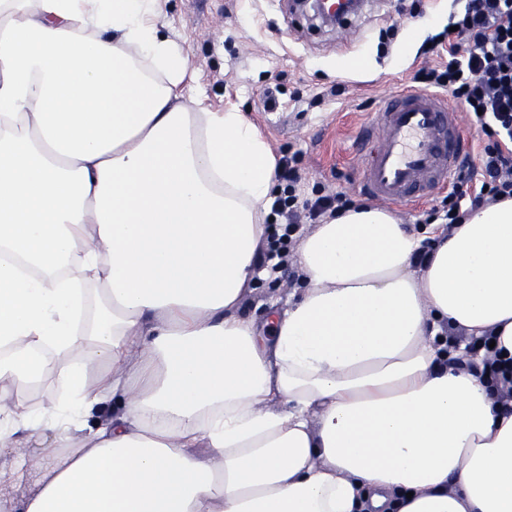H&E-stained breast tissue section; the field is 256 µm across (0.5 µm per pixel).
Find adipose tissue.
<instances>
[{"mask_svg": "<svg viewBox=\"0 0 512 512\" xmlns=\"http://www.w3.org/2000/svg\"><path fill=\"white\" fill-rule=\"evenodd\" d=\"M162 17L0 0V452L38 448L0 512H512V413L442 335L512 358V198L450 234L343 211L257 324L276 158Z\"/></svg>", "mask_w": 512, "mask_h": 512, "instance_id": "ef3b65f1", "label": "adipose tissue"}]
</instances>
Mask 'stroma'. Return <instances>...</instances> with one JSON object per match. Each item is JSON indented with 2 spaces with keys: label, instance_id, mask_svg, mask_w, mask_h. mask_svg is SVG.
Returning a JSON list of instances; mask_svg holds the SVG:
<instances>
[{
  "label": "stroma",
  "instance_id": "1",
  "mask_svg": "<svg viewBox=\"0 0 512 512\" xmlns=\"http://www.w3.org/2000/svg\"><path fill=\"white\" fill-rule=\"evenodd\" d=\"M452 0H369L343 27L310 30L289 13L286 0H164V19L188 54L196 86L215 108L249 114L273 153L299 154L310 185H327L360 198L356 170L342 158L358 129L368 123L379 100L407 86L425 65L407 48L409 11L431 20V33L448 23ZM399 33L382 46L381 31ZM365 60L363 72L349 63ZM279 74L285 107L267 112L262 93L267 73ZM296 288L287 277L259 279L245 291L244 315L263 320L271 297Z\"/></svg>",
  "mask_w": 512,
  "mask_h": 512
}]
</instances>
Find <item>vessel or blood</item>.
Instances as JSON below:
<instances>
[{
    "label": "vessel or blood",
    "mask_w": 512,
    "mask_h": 512,
    "mask_svg": "<svg viewBox=\"0 0 512 512\" xmlns=\"http://www.w3.org/2000/svg\"><path fill=\"white\" fill-rule=\"evenodd\" d=\"M464 144L446 96L397 90L356 142L359 186L380 201L415 205L451 188Z\"/></svg>",
    "instance_id": "b4317fda"
}]
</instances>
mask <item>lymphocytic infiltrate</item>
<instances>
[{"instance_id": "obj_1", "label": "lymphocytic infiltrate", "mask_w": 512, "mask_h": 512, "mask_svg": "<svg viewBox=\"0 0 512 512\" xmlns=\"http://www.w3.org/2000/svg\"><path fill=\"white\" fill-rule=\"evenodd\" d=\"M446 30L431 37L423 54L437 62L411 77L418 88L452 97L466 110L467 132L476 143L463 161L453 189L424 211L428 224L453 231L473 212L512 198V0H460ZM278 187L266 218L265 246L260 267L272 275L293 272L292 251L305 226L324 223L349 208H367L370 198L352 200L346 194L313 189L301 194L306 172L294 155L277 162ZM445 336L465 341L468 351L482 353V380L498 403L512 409V366L494 348L493 333L467 337L464 328H448Z\"/></svg>"}]
</instances>
